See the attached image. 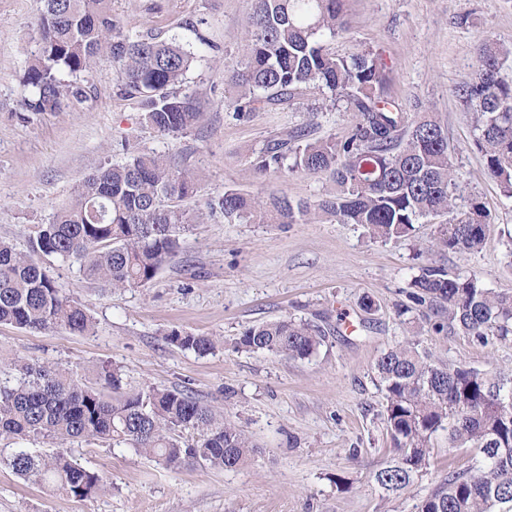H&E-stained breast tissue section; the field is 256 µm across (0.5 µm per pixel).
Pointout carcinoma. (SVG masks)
<instances>
[{
    "instance_id": "cac0c4a2",
    "label": "carcinoma",
    "mask_w": 512,
    "mask_h": 512,
    "mask_svg": "<svg viewBox=\"0 0 512 512\" xmlns=\"http://www.w3.org/2000/svg\"><path fill=\"white\" fill-rule=\"evenodd\" d=\"M41 50L29 63L27 95L18 118L60 110L87 96V76L109 59L120 76V94L138 102L144 121L162 136L178 137L201 117L177 87L195 54L175 42L133 36L112 16V0H43ZM242 56L225 75L236 91L224 109L238 119L268 105L292 101L310 88L332 104L343 103L352 122L347 136L309 138L301 131L273 142L253 160L255 174L304 173L330 178L315 204L263 199L224 190V216L265 224H297L324 213L340 224H361L376 239L410 236L420 220L448 214L437 248L466 254L480 249L491 224L484 202L468 197L456 212L462 189L454 177L448 137L431 113L412 115L385 95L386 66L371 51L350 57L328 52L326 43L346 30L344 0H246ZM512 50L484 42L476 48L475 74L458 95L475 114V146L486 175L512 198V85L499 80ZM68 79H63V76ZM197 191L185 169L159 154H130L108 164L73 190L49 224L40 225L31 250L61 259L76 257L85 277L105 288L144 287L181 249L182 233L201 215L171 204ZM410 300L434 307L433 328L459 329L485 345L512 341V293H496L475 275H451L427 265L412 283ZM0 323L31 331L93 329L86 309L60 288L47 270L0 240ZM325 331L291 318L252 325L233 342L237 351L308 358ZM170 344L200 356L212 353L215 336L167 334ZM385 392L384 416L394 456L375 473L387 494L407 489L428 462L430 441L443 431L448 448H473V471H452L421 496L415 512H512V377L463 366L434 364L413 342L399 343L375 366ZM0 438L51 439L61 445L99 440L124 443L178 469L197 463L232 470L251 457L245 431L190 394L169 388L121 394V377L99 370L100 387L82 383L54 364L14 360L0 365ZM118 394L110 398L106 391ZM197 440H180L179 430ZM20 478L69 497L106 488L103 476L65 452L20 450L7 459Z\"/></svg>"
}]
</instances>
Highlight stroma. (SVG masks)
I'll use <instances>...</instances> for the list:
<instances>
[{
    "label": "stroma",
    "instance_id": "35a3bbf8",
    "mask_svg": "<svg viewBox=\"0 0 512 512\" xmlns=\"http://www.w3.org/2000/svg\"><path fill=\"white\" fill-rule=\"evenodd\" d=\"M41 0H0V238L28 251L40 225L68 203L74 187L128 152L171 157L197 177L187 207L205 211L173 261L144 288L109 290L85 278L76 259L35 254L87 309L89 334L32 333L0 324V360L54 363L96 386L98 371L120 369L123 388H177L251 437L249 463L235 470L193 464L173 470L124 445L74 442L68 451L104 474L107 490L84 498L51 492L19 478L5 460L19 450L58 451L48 439H0V512H414L417 499L451 470H472L470 448L433 440L429 464L401 496L384 497L374 472L391 457L384 394L375 364L390 347L417 342L434 363L512 375V342L480 345L461 331L438 333L426 306L408 293L421 266L474 274L486 288L512 292V198L484 171L473 145L475 116L457 89L473 78L484 40L512 48V0H345L346 32L329 43L348 56L373 49L389 75L387 95L413 112H429L448 134L458 181L491 213L485 243L457 254L435 246L440 218L411 237L373 239L359 224L321 216L300 224L230 220L217 203L232 187L262 197L317 201L326 177L256 178L251 163L272 140L310 127L313 136L343 139L350 116L308 93L245 120L225 111L233 90L225 64L241 54L244 0H112L126 31L176 41L194 52L183 92L197 94L199 123L164 137L118 91L111 62L88 76V97L61 111L20 121L22 77L39 53ZM375 308L364 312L362 297ZM408 313H401L403 305ZM286 316L320 326L326 338L306 359L234 350L248 326ZM223 337L207 356L171 345V330Z\"/></svg>",
    "mask_w": 512,
    "mask_h": 512
}]
</instances>
